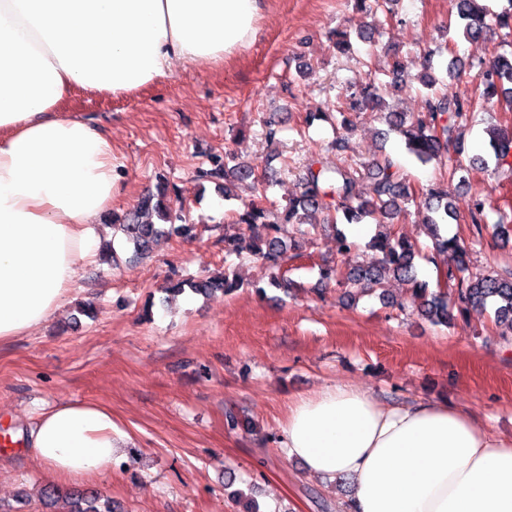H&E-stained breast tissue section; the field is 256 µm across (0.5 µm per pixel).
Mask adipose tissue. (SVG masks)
Listing matches in <instances>:
<instances>
[{
	"instance_id": "obj_1",
	"label": "adipose tissue",
	"mask_w": 512,
	"mask_h": 512,
	"mask_svg": "<svg viewBox=\"0 0 512 512\" xmlns=\"http://www.w3.org/2000/svg\"><path fill=\"white\" fill-rule=\"evenodd\" d=\"M263 0H0V342L61 309L100 257L95 217L123 175L112 140L60 115L73 89L122 96L175 64L216 66L257 34ZM30 452L65 481L110 475L112 412L63 402ZM283 445L353 484L351 512H512V438L445 401L386 405L345 383L292 400Z\"/></svg>"
}]
</instances>
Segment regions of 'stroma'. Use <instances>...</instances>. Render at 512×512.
<instances>
[{"label": "stroma", "mask_w": 512, "mask_h": 512, "mask_svg": "<svg viewBox=\"0 0 512 512\" xmlns=\"http://www.w3.org/2000/svg\"><path fill=\"white\" fill-rule=\"evenodd\" d=\"M256 40L223 66L178 65L171 77L115 97L73 90L64 113L89 119L111 137L124 166L112 210H131L154 188L168 193L200 227L192 238L158 242L152 260L128 267L83 266L63 308L31 333L0 343V502L14 512H54L43 489H66L25 449L32 426L62 401L95 402L112 411L127 448L110 475L90 480L118 512H345L348 492L308 473L281 443L288 405L300 395L345 382L392 405L445 400L477 424L512 435V341L491 311L476 308L436 327L418 317L404 284L392 282L396 304L374 296L348 301L336 285H321L319 268L338 256L332 231H313L284 266L290 292L268 287L269 270L251 258L225 257L224 236L235 233L233 212L243 200L266 196L284 207L299 193L310 163L369 162L387 154L412 184L439 179L438 164H420L396 133L382 137L376 113H361L345 132V150L328 113L344 105L369 69L403 59L409 80L383 95L401 112L423 105L414 76L424 51L435 62L458 55L465 63L451 89L474 95L477 74L491 54L511 53L512 34L491 28L485 41L447 39L451 0H393L369 15L354 0H264ZM366 30L372 42L352 53L334 48L337 32ZM512 124L501 103L476 110L455 130L466 156L487 155V127ZM279 130L269 142L266 124ZM235 154L256 165L259 182L242 200H225L196 172L212 156ZM448 191L457 219L448 233L469 236L472 196L488 198L487 229L467 247L472 271L512 265V239L494 237L499 213L512 217V171L469 170ZM231 267L244 286L232 294H187L168 301L170 280ZM267 286L266 296L256 287ZM91 303L92 317L75 316Z\"/></svg>", "instance_id": "obj_1"}]
</instances>
